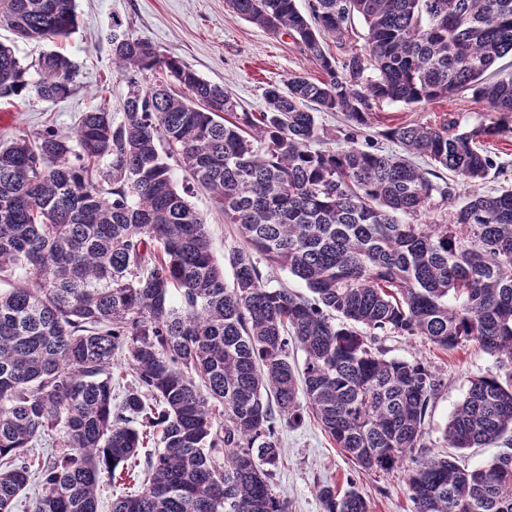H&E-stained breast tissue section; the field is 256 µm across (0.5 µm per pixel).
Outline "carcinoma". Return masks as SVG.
<instances>
[{"label":"carcinoma","mask_w":512,"mask_h":512,"mask_svg":"<svg viewBox=\"0 0 512 512\" xmlns=\"http://www.w3.org/2000/svg\"><path fill=\"white\" fill-rule=\"evenodd\" d=\"M227 4L291 37L322 76L272 84L264 111L240 114L224 86L114 18L122 111L99 105L73 133L0 139V512L37 475L29 512H98L100 475L132 477L117 469L158 425L161 450L112 512H288L272 487L275 407L293 422L310 409L359 468L401 470L414 512H512V189L417 223L435 197L451 198L439 170L479 183L494 167L483 143L512 134V75L497 69L512 56V0ZM356 17L365 44L347 48ZM76 20L75 0H0V27L28 42L66 37ZM35 67L27 79L0 44V98L72 92L66 55ZM160 71L167 80L144 84ZM457 91L497 119L391 127L400 153L359 143L373 102ZM319 112L343 114L348 129L321 132ZM171 158L237 226L230 287ZM260 260L313 297L271 285ZM388 332L444 351L474 342L496 359L443 429L448 447L494 446L495 457L469 468L421 453L436 382L423 363L373 347ZM117 355L134 382L115 404ZM318 495L323 512H368L354 488Z\"/></svg>","instance_id":"cac0c4a2"}]
</instances>
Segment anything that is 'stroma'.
Returning <instances> with one entry per match:
<instances>
[{
  "mask_svg": "<svg viewBox=\"0 0 512 512\" xmlns=\"http://www.w3.org/2000/svg\"><path fill=\"white\" fill-rule=\"evenodd\" d=\"M76 13L77 24L70 35L39 44L25 42L9 29L0 28V43L13 48L22 66L33 67L38 56L48 51L62 52L75 65L73 90L65 99H0V134L70 133L82 112L93 106L121 110L127 88L112 72L107 41L116 17L134 37L177 57L200 77L223 85L244 112L264 110L263 93L268 85L283 84L293 74H320L315 61L290 37L271 35L242 19L228 8L226 0H76ZM449 120L465 128L490 122L491 116L468 92L427 106L377 101L369 133L379 148L393 151L397 145L383 138L384 130L401 123L437 127ZM486 148L495 166L481 184V192L512 187V135L491 140ZM173 175L178 185L190 186L189 202L206 215L212 250L225 266V283H232L227 256L242 245L234 225L225 223L204 189L191 187V179L181 167H174ZM375 346L388 358L422 361L436 376L438 387L426 416L424 443L433 453H446L442 430L448 417L464 398L470 378L495 370L494 357L475 343L446 352L421 337L393 333L377 336ZM274 424L282 456L273 484L276 494L287 502L288 512H322L318 491L325 484L340 490L355 485L369 512H414L402 471L360 470L324 433L310 411H303L299 424H288L279 416Z\"/></svg>",
  "mask_w": 512,
  "mask_h": 512,
  "instance_id": "35a3bbf8",
  "label": "stroma"
}]
</instances>
